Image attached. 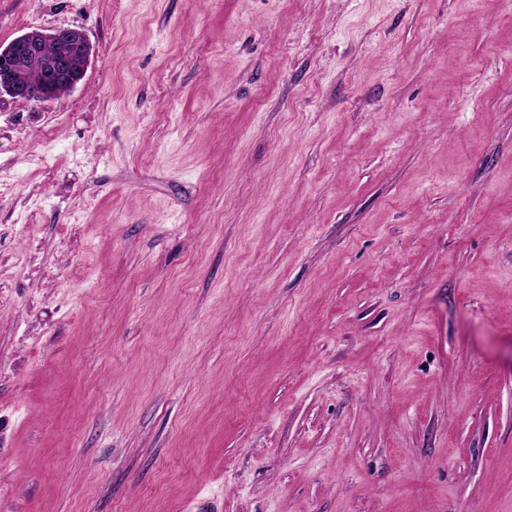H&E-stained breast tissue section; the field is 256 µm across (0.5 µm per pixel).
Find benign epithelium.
<instances>
[{"instance_id": "benign-epithelium-1", "label": "benign epithelium", "mask_w": 512, "mask_h": 512, "mask_svg": "<svg viewBox=\"0 0 512 512\" xmlns=\"http://www.w3.org/2000/svg\"><path fill=\"white\" fill-rule=\"evenodd\" d=\"M76 42L63 47L55 54L46 52L45 45L55 39V34L35 28L14 38L5 56L0 58V81L4 83L12 98L29 100L32 85L40 87L66 82L70 87L79 83V73L89 65L88 39L76 28ZM26 69L30 82L14 81V71Z\"/></svg>"}]
</instances>
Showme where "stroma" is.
Returning a JSON list of instances; mask_svg holds the SVG:
<instances>
[{"label":"stroma","instance_id":"1","mask_svg":"<svg viewBox=\"0 0 512 512\" xmlns=\"http://www.w3.org/2000/svg\"><path fill=\"white\" fill-rule=\"evenodd\" d=\"M0 512H512V0H0ZM77 35L76 42L61 49L56 41H67L68 31H60L55 42L56 32L47 33L46 30L35 28L14 38L5 56L0 59V80L4 83L11 99L29 101L32 84L41 88L56 85L58 82H67L71 89L79 83V74L89 65L87 56L88 39L85 33L78 28H71ZM50 42L46 49L45 45ZM58 50L59 52L55 54ZM27 69L30 83L15 82L13 72Z\"/></svg>","mask_w":512,"mask_h":512}]
</instances>
